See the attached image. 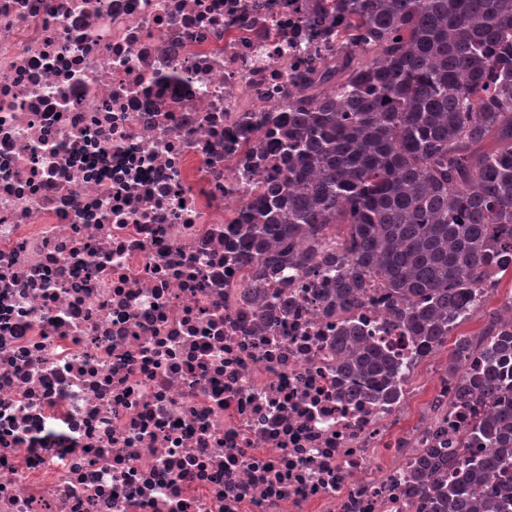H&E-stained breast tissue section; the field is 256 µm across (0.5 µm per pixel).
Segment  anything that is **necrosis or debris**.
I'll list each match as a JSON object with an SVG mask.
<instances>
[{
  "instance_id": "1",
  "label": "necrosis or debris",
  "mask_w": 512,
  "mask_h": 512,
  "mask_svg": "<svg viewBox=\"0 0 512 512\" xmlns=\"http://www.w3.org/2000/svg\"><path fill=\"white\" fill-rule=\"evenodd\" d=\"M321 0H0V512H428L399 435L434 354L352 312L401 369L343 377L312 277L236 231L286 111L336 53Z\"/></svg>"
}]
</instances>
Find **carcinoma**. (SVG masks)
Instances as JSON below:
<instances>
[{
  "mask_svg": "<svg viewBox=\"0 0 512 512\" xmlns=\"http://www.w3.org/2000/svg\"><path fill=\"white\" fill-rule=\"evenodd\" d=\"M315 21L341 53L276 124L283 173L243 238L308 275L341 227L319 301L342 317L378 283L390 318L438 348L467 296L512 271V0H326ZM334 345L341 371L395 387V357L358 325ZM447 378L477 410L448 449H425L424 497L432 512H512V298L456 339Z\"/></svg>",
  "mask_w": 512,
  "mask_h": 512,
  "instance_id": "cac0c4a2",
  "label": "carcinoma"
}]
</instances>
